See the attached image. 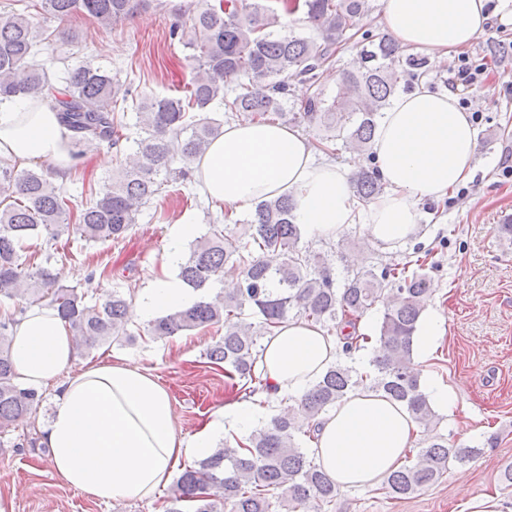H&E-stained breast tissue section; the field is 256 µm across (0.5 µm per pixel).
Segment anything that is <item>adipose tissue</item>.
Here are the masks:
<instances>
[{"instance_id": "adipose-tissue-1", "label": "adipose tissue", "mask_w": 512, "mask_h": 512, "mask_svg": "<svg viewBox=\"0 0 512 512\" xmlns=\"http://www.w3.org/2000/svg\"><path fill=\"white\" fill-rule=\"evenodd\" d=\"M382 3V23L395 42L434 66L485 34L493 17L512 18V0ZM68 139L50 97L0 99V160L19 167L50 160L64 180L71 168ZM372 151L387 191L365 203L354 195L347 169L322 158L302 131L238 121L213 140L193 181L201 195L223 204L228 217L259 200L287 196L307 238L331 240L358 224L369 239L392 248L417 232L423 202L446 201L473 177L479 140L456 92L422 84L394 98L378 122ZM195 230L173 225L161 273L131 304L133 321L147 323L199 300V291L174 274L183 261L181 245ZM11 337L17 381L55 390V413L40 444L50 451L57 479L104 504L152 499L217 436L248 433L263 403L301 396L343 356L336 335L289 317L263 343L262 395L228 402L221 418L188 437L177 428L171 396L151 368L124 360L74 368V338L56 309L29 307L15 316ZM313 428L309 451L342 492L374 485L395 470L422 434L402 404L371 390L349 395Z\"/></svg>"}]
</instances>
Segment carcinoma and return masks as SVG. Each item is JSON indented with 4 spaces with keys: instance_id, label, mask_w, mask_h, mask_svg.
I'll list each match as a JSON object with an SVG mask.
<instances>
[{
    "instance_id": "obj_1",
    "label": "carcinoma",
    "mask_w": 512,
    "mask_h": 512,
    "mask_svg": "<svg viewBox=\"0 0 512 512\" xmlns=\"http://www.w3.org/2000/svg\"><path fill=\"white\" fill-rule=\"evenodd\" d=\"M144 0H39L35 11L0 14V97L36 100L54 87L49 74L30 63L39 51L41 20H57L60 41L73 35L63 27L83 13L100 27L133 17ZM281 8L256 0H218L199 10L183 38L173 25L169 37L193 50L194 72L185 96L153 94L133 103L135 123L126 122L119 103L128 101L131 86L91 65L65 68L57 108L73 136L70 156L101 142L131 144L136 163L112 175L110 183L83 204L55 181L54 169L18 170L0 163V192L9 203L0 207V299L22 312L32 305L58 310L70 326L77 346L93 349L103 343H132L143 334L162 340L179 332L224 327V335L207 349L210 363L224 365L231 380L247 394L264 391L258 365L264 338L290 315L312 320L335 333L354 324L376 305L384 308L368 365L358 368L339 360L298 399L245 437L231 434L224 447L185 468L165 500V512H322L338 495L336 484L302 447L299 436L311 437L312 422L358 389L383 391L406 405L413 420L431 432L425 446L383 479L380 490L393 498L409 497L438 482L453 466L478 452L470 446L448 447L431 431L441 421L421 385L414 345L422 312L430 302L427 262L432 252L420 246L398 261L374 269H358L336 283L333 259L316 257L301 244L293 204L285 196L257 203L239 232L210 225L207 235L190 248L179 266L189 286L206 290L224 284L211 300L150 321L142 331L128 328L127 299L118 290L89 305L74 287L58 284L42 265L31 263L23 244L31 238L58 241L67 236L105 243L124 238L146 204L168 183L191 179L196 162L221 134L222 123L207 115L219 103L231 116L314 124L336 132L316 149L334 155V140L368 151L380 113L401 84L413 87L425 75L428 61L405 54L386 32L365 33L359 66L342 75L332 100L319 87L321 67L336 46L353 37L368 0H303ZM304 9L314 36L286 31L280 13ZM306 78L297 111H282L292 81ZM136 127L130 137L125 131ZM355 196L369 202L384 193L374 170L350 175ZM0 320V428L26 422L42 396L20 387L10 360L9 326ZM285 489L273 501L269 489Z\"/></svg>"
}]
</instances>
